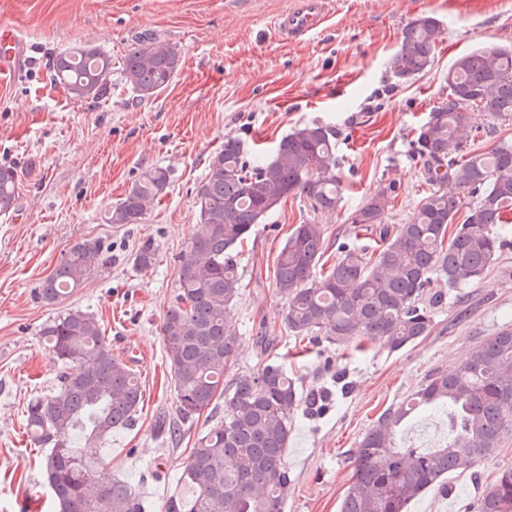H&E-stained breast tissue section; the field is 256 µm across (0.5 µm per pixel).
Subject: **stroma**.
<instances>
[{"label":"stroma","mask_w":512,"mask_h":512,"mask_svg":"<svg viewBox=\"0 0 512 512\" xmlns=\"http://www.w3.org/2000/svg\"><path fill=\"white\" fill-rule=\"evenodd\" d=\"M295 0H0V23L12 24L30 50L17 78L0 77V164L18 173V205L0 214V512H41L46 499L44 450L24 422L28 401L50 393L60 365L42 328L58 313L36 297L67 247L97 238L112 263L65 302L93 315L142 386L131 425L98 447L119 478L141 482L146 512L166 498L197 437L218 422L200 415L180 439L158 434L159 415H174L176 394L160 325L177 286L179 258L198 230L196 188L225 137L248 155L271 149L311 122L336 132L343 199L333 213L290 199L270 213L238 257L244 290L230 321L238 339L236 371L276 354L301 395L325 392L316 410L299 408L286 459L293 479L284 512H339L351 483L349 456L377 417L418 390L435 372L457 367V352L512 328V249L471 287L449 293L428 336L393 351L383 342L353 351L320 339L314 346L281 334L285 302L276 294L273 258L295 225L314 222L327 239L377 188L393 185L388 221L411 220L424 185L412 156L413 130L448 95L455 59L482 47L512 46V0H329L322 28L293 42L270 24ZM431 15L442 38L428 68L400 82L389 62L407 23ZM162 41L181 59L156 98L131 91L77 100L54 76V59L92 45L117 66L126 46ZM170 171L167 194L143 223L110 224L106 215L145 169ZM157 263H135L143 244ZM279 339L257 344L259 325ZM512 465V438L474 467L454 473L447 490L414 498L408 512H470L486 481Z\"/></svg>","instance_id":"obj_1"}]
</instances>
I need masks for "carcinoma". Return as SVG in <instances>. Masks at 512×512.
<instances>
[{
	"mask_svg": "<svg viewBox=\"0 0 512 512\" xmlns=\"http://www.w3.org/2000/svg\"><path fill=\"white\" fill-rule=\"evenodd\" d=\"M430 15L402 31L390 70L400 81L424 72L441 38ZM180 68L166 44L131 43L121 81L141 101L165 90ZM59 83L77 99L99 97L112 73V57L97 47L75 46L57 55ZM448 97L413 137L426 195L406 224L387 222L393 187H381L354 210L350 230L378 235L375 249L355 242L337 246L324 267V229L298 224L273 261V286L285 301L281 324L289 334L355 343L381 340L399 350L430 334L447 291L477 282L512 247V143L479 152L464 142L468 112L492 120L512 116V46L476 49L458 57L446 77ZM169 170H145L110 224H139L166 194ZM336 134L312 123L283 136L267 159L248 160L243 143L224 138L196 190L200 229L180 260L178 284L161 322L173 372L176 414L157 423L170 439L195 417L224 407V416L197 438L180 482L191 494H172L164 512H283L292 486L286 462L291 418L301 403L315 409L325 395L302 400L280 362L230 375L237 340L227 316L242 294L237 254L258 224L288 198L302 197L313 212H334L341 201ZM473 199L460 224L464 200ZM17 171L0 165V213L15 209ZM111 260L104 245H71L40 284L38 298L58 305ZM440 289L432 290L433 283ZM62 364L56 387L27 405L34 441L50 446L42 466L57 512H145L140 485L112 476L104 462L79 447L104 440L128 425L142 390L136 372L112 352L93 315L65 309L42 331ZM416 414L443 415L448 438L433 450L400 448L399 430ZM512 437V328L484 339L453 372L439 371L400 404L383 412L351 456L353 481L341 512H406L411 499L443 485L448 473L472 467ZM474 512H512V465L485 485Z\"/></svg>",
	"mask_w": 512,
	"mask_h": 512,
	"instance_id": "carcinoma-1",
	"label": "carcinoma"
}]
</instances>
